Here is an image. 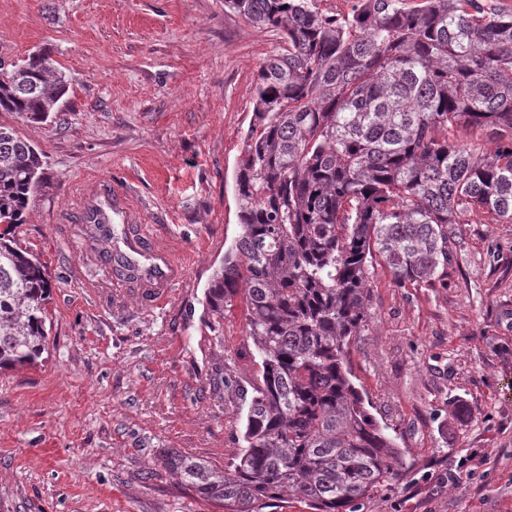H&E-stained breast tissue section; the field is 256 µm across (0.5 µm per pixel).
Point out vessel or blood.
Returning <instances> with one entry per match:
<instances>
[{
  "instance_id": "obj_1",
  "label": "vessel or blood",
  "mask_w": 512,
  "mask_h": 512,
  "mask_svg": "<svg viewBox=\"0 0 512 512\" xmlns=\"http://www.w3.org/2000/svg\"><path fill=\"white\" fill-rule=\"evenodd\" d=\"M114 260L133 265L141 284L140 299L144 306L162 308L173 299L178 267L172 261L167 241L128 229L125 237L112 247Z\"/></svg>"
}]
</instances>
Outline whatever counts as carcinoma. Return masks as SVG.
Masks as SVG:
<instances>
[{
    "mask_svg": "<svg viewBox=\"0 0 512 512\" xmlns=\"http://www.w3.org/2000/svg\"><path fill=\"white\" fill-rule=\"evenodd\" d=\"M279 36L255 82L234 191L240 233L205 290L206 339L246 306L260 366L242 442L224 461L170 453L162 467L224 512L294 496L356 512L391 486L402 453L353 382L351 337L367 322L375 256L399 282L429 283L453 258L450 224L512 223V137L484 151L457 133L512 132V11L482 0H224ZM69 80L50 57L0 60V112L39 122ZM39 153L0 125V370L47 349L51 282L16 229ZM112 258V219L86 216ZM224 399V367L209 376Z\"/></svg>",
    "mask_w": 512,
    "mask_h": 512,
    "instance_id": "cac0c4a2",
    "label": "carcinoma"
}]
</instances>
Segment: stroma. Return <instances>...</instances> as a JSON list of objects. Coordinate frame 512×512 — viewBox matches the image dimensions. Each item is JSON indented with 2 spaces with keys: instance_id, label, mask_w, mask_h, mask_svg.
<instances>
[{
  "instance_id": "1",
  "label": "stroma",
  "mask_w": 512,
  "mask_h": 512,
  "mask_svg": "<svg viewBox=\"0 0 512 512\" xmlns=\"http://www.w3.org/2000/svg\"><path fill=\"white\" fill-rule=\"evenodd\" d=\"M280 46L224 0H0V60L48 55L71 84L56 112H0L43 161L17 230L51 282L48 349L0 371V512H219L158 469L163 453L223 460L241 439L240 381L258 359L243 308L202 343L204 289L239 233L232 184L258 71ZM126 197L120 224L168 237L175 298L149 308L85 230ZM433 284L384 261L352 337L354 383L407 471L358 512H512V223L450 227ZM233 365L216 399L208 376Z\"/></svg>"
}]
</instances>
